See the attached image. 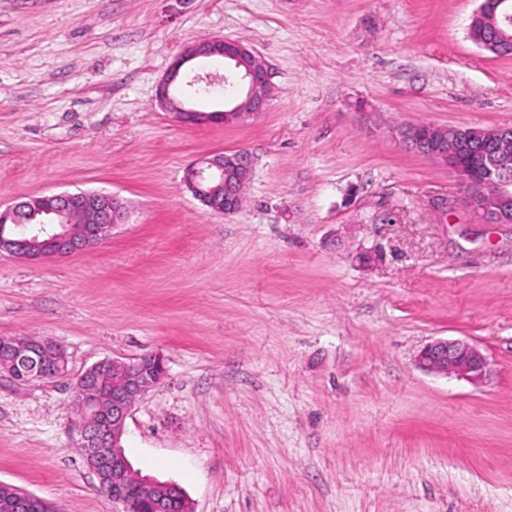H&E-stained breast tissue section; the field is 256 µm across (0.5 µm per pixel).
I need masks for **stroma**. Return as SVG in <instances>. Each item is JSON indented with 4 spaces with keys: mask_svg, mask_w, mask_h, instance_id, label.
<instances>
[{
    "mask_svg": "<svg viewBox=\"0 0 512 512\" xmlns=\"http://www.w3.org/2000/svg\"><path fill=\"white\" fill-rule=\"evenodd\" d=\"M480 0H0V203L105 191L97 247L0 254V337L59 344L68 374L0 373V483L55 512H113L70 404L94 363L160 355L122 446L193 512H512V225L459 205L408 123L512 125V55L466 27ZM267 63L266 112L191 126L156 89L191 43ZM255 159L241 210L183 182ZM447 199V213L433 200ZM440 338L480 384L417 365ZM421 369L430 373L454 375L473 384L483 381L487 358L481 350L468 341L437 339L418 356Z\"/></svg>",
    "mask_w": 512,
    "mask_h": 512,
    "instance_id": "obj_1",
    "label": "stroma"
}]
</instances>
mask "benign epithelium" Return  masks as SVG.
<instances>
[{
  "label": "benign epithelium",
  "instance_id": "1",
  "mask_svg": "<svg viewBox=\"0 0 512 512\" xmlns=\"http://www.w3.org/2000/svg\"><path fill=\"white\" fill-rule=\"evenodd\" d=\"M512 0H486L471 16L468 30L479 48L501 55L504 47L512 44ZM201 57H222L239 86V97L222 110L204 112L190 109L175 93L181 82L184 66ZM157 100L168 112L184 123L205 125L231 123L267 110L270 102V73L266 63L242 44L213 38L189 45L172 62L157 88ZM431 124H414L401 133V139L412 150L426 153L438 163L455 172L469 186L461 199L464 209L485 224H512V195L500 189V183L491 182L481 169L462 162L459 153L448 155L440 137L425 133ZM459 144L472 140H487L495 150L490 166L502 173L512 169V127L499 126L486 132H477L461 126H439ZM252 171L251 156L237 149L205 156L189 166L184 182L201 204L212 211L230 214L242 206V189ZM37 216V224H17L15 218ZM125 219L122 203L103 192L56 193L33 197L5 210H0V225L14 224L9 233L0 232V252L34 260L47 257H68L91 249L103 241V235ZM0 348L12 357L13 364L3 369L10 378L29 383L57 378L66 374V359L50 357L46 344L32 338L9 337L0 340ZM30 365L21 375L14 364ZM421 369L436 374L454 375L473 384L483 381L487 358L474 344L460 340L437 339L418 356ZM122 372L123 379L112 384L110 416L89 419L82 424L80 446L86 458H97L90 470L98 478L99 486L112 495L115 512H128L127 485L138 488L144 496L151 494L153 480L140 474L130 475L120 453L125 423L135 404L162 381L165 368L157 355L148 354L127 361L103 360L78 376L72 393V403L83 413L101 407L103 395L96 377L108 369ZM112 447V457H96L99 448ZM106 466L112 467V483L101 479Z\"/></svg>",
  "mask_w": 512,
  "mask_h": 512
}]
</instances>
